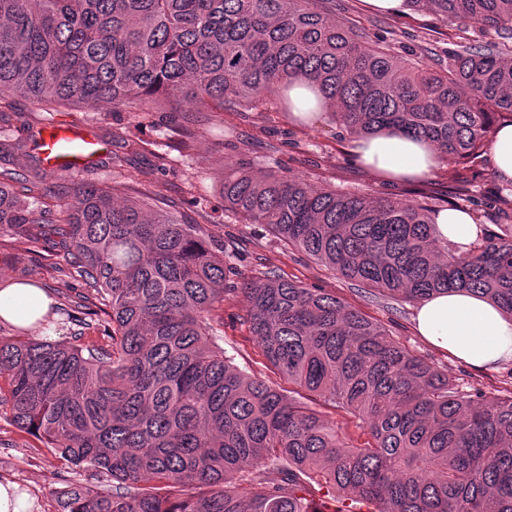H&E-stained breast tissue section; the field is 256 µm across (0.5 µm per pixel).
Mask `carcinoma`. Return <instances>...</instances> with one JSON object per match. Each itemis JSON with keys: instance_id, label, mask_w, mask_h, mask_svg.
Segmentation results:
<instances>
[{"instance_id": "1", "label": "carcinoma", "mask_w": 512, "mask_h": 512, "mask_svg": "<svg viewBox=\"0 0 512 512\" xmlns=\"http://www.w3.org/2000/svg\"><path fill=\"white\" fill-rule=\"evenodd\" d=\"M512 40V0H409ZM306 78L321 112L357 139L393 129L431 141L448 180L481 176L496 119L512 124V46L456 44L448 63L398 58L330 0H0L3 94L48 108L185 100L199 112L275 98ZM26 155L0 133V155ZM26 165H0V229L60 238L99 297L108 343L0 336V402L96 483L55 492L57 512H312L309 485L352 512H512V387L488 398L395 342L320 288L267 274L246 283V322L288 393L226 355L224 246L143 199L90 184L66 217L33 193ZM224 207L271 228L335 274L420 302L466 290L512 318V224L458 255L423 201L325 190L244 162L220 179ZM359 420L336 430L296 396Z\"/></svg>"}]
</instances>
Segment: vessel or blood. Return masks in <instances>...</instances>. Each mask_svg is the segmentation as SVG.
<instances>
[{"label": "vessel or blood", "mask_w": 512, "mask_h": 512, "mask_svg": "<svg viewBox=\"0 0 512 512\" xmlns=\"http://www.w3.org/2000/svg\"><path fill=\"white\" fill-rule=\"evenodd\" d=\"M42 157L47 173L73 174L83 170L99 153L97 140L71 124L47 125L42 135Z\"/></svg>", "instance_id": "obj_1"}]
</instances>
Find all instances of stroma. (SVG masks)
<instances>
[{
	"instance_id": "1",
	"label": "stroma",
	"mask_w": 512,
	"mask_h": 512,
	"mask_svg": "<svg viewBox=\"0 0 512 512\" xmlns=\"http://www.w3.org/2000/svg\"><path fill=\"white\" fill-rule=\"evenodd\" d=\"M336 16L363 26L372 37L389 46L398 57L412 53L444 54L449 34L474 44L496 40L495 32L457 19L443 20L425 9L403 15L369 12L363 0H335ZM76 124L106 147L100 158L79 175L59 173L45 177L44 188L71 185L79 179L93 184L116 200L157 194L158 205L199 222L204 236L225 245L233 257L224 280L229 292L224 299V347L242 370L263 377L272 371L244 321L246 299L242 288L249 279L265 272L324 289L362 310L380 323L398 342L412 349L464 386L480 388L486 395L499 394L512 380V362L487 370L473 369L432 347L416 332L414 304L378 295L361 283L334 275L300 250L286 245L272 230L243 223L225 211L218 176L225 164L247 160L259 168L279 173L302 174L325 189L379 193L403 201H415L409 182L389 183L360 168L352 153V141L329 113L307 124L297 123L278 103L243 102L214 113L193 112L188 104L177 111L160 107L152 115L111 105H70L55 112L42 111L36 103L18 97L13 111L0 115V127L12 138L30 140L33 130L48 123ZM127 136L131 152L122 165H114V145L107 132ZM503 184L491 163L465 191H451L448 202L467 209L486 204L479 213L481 224L507 223L501 210L490 208ZM30 279L46 285L51 300L67 303L82 292L83 280L73 273L62 251L34 249L26 239L0 237V280ZM10 409L0 406V483L23 487L35 501V512H56L54 492L76 480H91L93 472L76 468L60 454L47 449L9 421Z\"/></svg>"
}]
</instances>
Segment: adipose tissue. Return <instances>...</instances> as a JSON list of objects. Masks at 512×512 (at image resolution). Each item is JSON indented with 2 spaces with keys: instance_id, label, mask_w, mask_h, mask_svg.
I'll list each match as a JSON object with an SVG mask.
<instances>
[{
  "instance_id": "ef3b65f1",
  "label": "adipose tissue",
  "mask_w": 512,
  "mask_h": 512,
  "mask_svg": "<svg viewBox=\"0 0 512 512\" xmlns=\"http://www.w3.org/2000/svg\"><path fill=\"white\" fill-rule=\"evenodd\" d=\"M353 154L364 168L393 181L428 177L441 160L430 142L382 132L356 140ZM436 237L465 253L482 235L467 209L447 208L433 214ZM417 333L433 347L477 369L512 361V319L487 300L466 291L422 301L415 309Z\"/></svg>"
}]
</instances>
